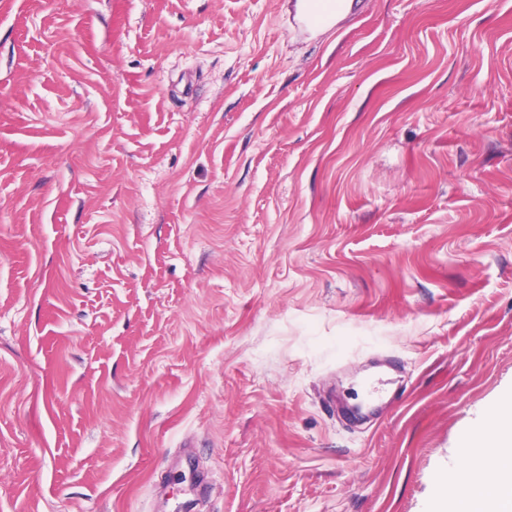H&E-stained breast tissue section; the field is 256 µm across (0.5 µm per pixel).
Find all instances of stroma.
<instances>
[{
    "label": "stroma",
    "instance_id": "1",
    "mask_svg": "<svg viewBox=\"0 0 512 512\" xmlns=\"http://www.w3.org/2000/svg\"><path fill=\"white\" fill-rule=\"evenodd\" d=\"M0 0V512H426L512 392V0ZM295 10L299 12V20L305 6H309L313 13L319 33L331 30L340 21L348 17L354 8L355 0H295ZM328 15L329 19L321 23L322 15Z\"/></svg>",
    "mask_w": 512,
    "mask_h": 512
}]
</instances>
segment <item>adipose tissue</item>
<instances>
[{
	"mask_svg": "<svg viewBox=\"0 0 512 512\" xmlns=\"http://www.w3.org/2000/svg\"><path fill=\"white\" fill-rule=\"evenodd\" d=\"M461 468L444 472L433 496L432 512H475L480 501L500 504L512 512V497L503 485H512V396L504 398L491 418L476 422L462 437ZM493 471L495 483L474 478V471Z\"/></svg>",
	"mask_w": 512,
	"mask_h": 512,
	"instance_id": "ef3b65f1",
	"label": "adipose tissue"
}]
</instances>
